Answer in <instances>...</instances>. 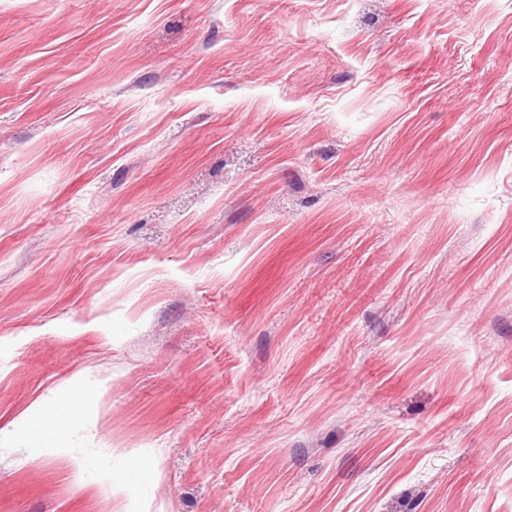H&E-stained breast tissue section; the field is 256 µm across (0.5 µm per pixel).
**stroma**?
I'll list each match as a JSON object with an SVG mask.
<instances>
[{
	"instance_id": "stroma-1",
	"label": "stroma",
	"mask_w": 512,
	"mask_h": 512,
	"mask_svg": "<svg viewBox=\"0 0 512 512\" xmlns=\"http://www.w3.org/2000/svg\"><path fill=\"white\" fill-rule=\"evenodd\" d=\"M0 512H512V0H0Z\"/></svg>"
}]
</instances>
